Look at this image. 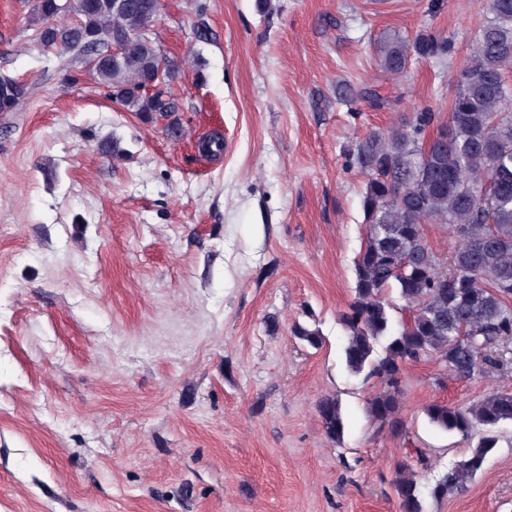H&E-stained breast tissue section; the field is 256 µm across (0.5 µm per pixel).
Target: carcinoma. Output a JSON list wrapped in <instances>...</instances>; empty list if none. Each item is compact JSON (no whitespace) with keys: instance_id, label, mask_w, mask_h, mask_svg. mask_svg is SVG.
Wrapping results in <instances>:
<instances>
[{"instance_id":"1","label":"carcinoma","mask_w":512,"mask_h":512,"mask_svg":"<svg viewBox=\"0 0 512 512\" xmlns=\"http://www.w3.org/2000/svg\"><path fill=\"white\" fill-rule=\"evenodd\" d=\"M160 0H79L76 19L54 24L63 13L59 0H34L37 43L45 49L92 51L97 62L90 76L109 88L112 100L146 120L169 116L175 103L145 87L173 80L177 65L161 53L154 26ZM488 16L480 25L450 102L448 119L428 142L421 134L435 121L431 109L415 122L373 131L356 143L353 161L369 175L363 199L366 240L354 265L355 296L341 321L348 332L344 357L348 369L375 379L382 389L367 411L379 427L404 426L401 418L403 366L435 359L448 373L467 380L501 365L498 347L512 341V90L504 80L512 64V0H486ZM121 51L112 53V41ZM449 41L421 33L409 41L387 37L379 65L401 76L415 60L447 56ZM28 88L0 76V112H13ZM449 228L456 241L448 271L429 247L425 224ZM397 290L403 302L389 300ZM401 310L399 330L391 334V311ZM293 335L320 347L319 330L296 324ZM465 336L459 344L457 336ZM317 411L327 436L339 443L344 422L341 403L323 396ZM437 428L470 439L469 456L436 479L431 494L444 499L466 489L496 447L494 430L512 422V390H501L460 407L434 401L424 408ZM394 490L400 512H422L417 482L398 477Z\"/></svg>"}]
</instances>
